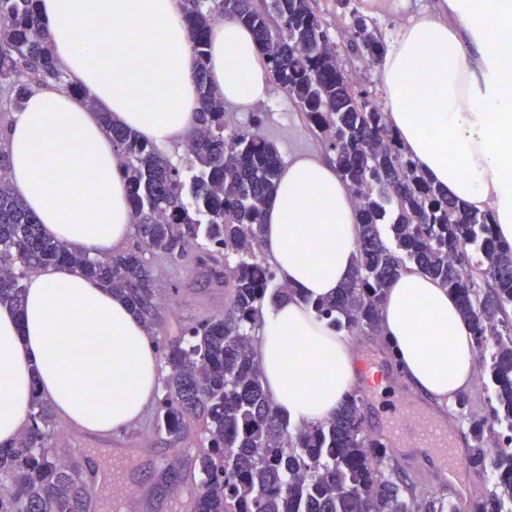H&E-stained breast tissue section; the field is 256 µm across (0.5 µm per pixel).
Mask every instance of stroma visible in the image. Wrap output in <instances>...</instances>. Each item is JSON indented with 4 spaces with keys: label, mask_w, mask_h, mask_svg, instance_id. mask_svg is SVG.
<instances>
[{
    "label": "stroma",
    "mask_w": 512,
    "mask_h": 512,
    "mask_svg": "<svg viewBox=\"0 0 512 512\" xmlns=\"http://www.w3.org/2000/svg\"><path fill=\"white\" fill-rule=\"evenodd\" d=\"M435 0H387L384 11L369 15L368 21L381 40L393 38L401 25L420 13L432 10ZM314 9L327 21L330 36L348 70L356 73L362 89L371 100L383 101L385 91L378 67L367 66L349 49V23L347 15L338 12L335 0H313ZM231 125H254L256 133L272 143L282 160L323 153L324 148L310 128L299 106L279 87H272L271 96L249 112L227 107ZM158 294L165 306L160 337L175 336L179 326L197 321L223 310L227 300L223 292L196 284L193 274L166 266L157 269ZM64 435L54 441L58 455L77 460L82 477L95 474L109 475L116 449H125L124 461L132 475L129 487H115V495H125L127 488L136 492H150L152 512H172L179 498L196 497L198 486L193 479H186L178 492L160 488L156 475L173 455H181L184 462H191L204 435L200 426H193L188 437L175 441L157 434L144 423H137L124 430L89 434L77 425L61 422Z\"/></svg>",
    "instance_id": "1"
}]
</instances>
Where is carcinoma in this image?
I'll list each match as a JSON object with an SVG mask.
<instances>
[{"mask_svg":"<svg viewBox=\"0 0 512 512\" xmlns=\"http://www.w3.org/2000/svg\"><path fill=\"white\" fill-rule=\"evenodd\" d=\"M351 0L350 48L378 62L383 43ZM198 61L200 123L173 162L132 130L107 124L128 182L138 244L91 256L44 235L38 217L15 196L0 152V305L21 311L24 281L40 266L77 268L127 302L151 330L162 324L155 267L190 270L228 295L224 311L181 328L159 344L163 396L152 429L174 439L200 423L205 441L193 512H458L441 500L421 502L393 480L386 446L364 433L361 401L346 396L332 416L290 426L268 398L254 353L267 303L291 296L262 256L261 219L279 179L275 147L246 129H228L224 97L207 81L208 32L214 17L250 27L274 82L304 112L360 214L352 276L336 297L312 303L318 317L348 333L380 334V310L392 280L408 266L437 280L459 302L472 328L479 379L492 393V419L474 424L512 430V245L491 215L461 205L430 183L406 155L385 112L364 90L351 105L352 76L336 53L312 0H182ZM52 81L68 92L37 0H0V124L18 111L30 86ZM58 432L50 405L34 398L15 442L0 445V512H72L88 488L49 447ZM497 481L476 512H502L512 501V448L490 456Z\"/></svg>","mask_w":512,"mask_h":512,"instance_id":"obj_1","label":"carcinoma"}]
</instances>
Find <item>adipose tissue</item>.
I'll return each mask as SVG.
<instances>
[{
  "mask_svg": "<svg viewBox=\"0 0 512 512\" xmlns=\"http://www.w3.org/2000/svg\"><path fill=\"white\" fill-rule=\"evenodd\" d=\"M39 0L38 16L68 89L32 86L0 133L15 194L47 235L110 253L132 223L107 124L160 151L198 123L197 61L180 0ZM207 71L225 104L268 100L271 73L249 27L216 18ZM386 121L417 167L470 209L491 212L512 242V0H438L411 18L381 58ZM358 215L333 161L292 159L263 216L261 245L293 296L268 305L256 357L292 425L328 418L350 391L349 338L308 303L354 268ZM22 312L0 307V443L25 428L33 394L90 432H115L153 401L157 342L120 298L80 270L40 267ZM381 332L418 395L446 402L475 376L473 333L454 296L410 268L387 291Z\"/></svg>",
  "mask_w": 512,
  "mask_h": 512,
  "instance_id": "adipose-tissue-1",
  "label": "adipose tissue"
}]
</instances>
